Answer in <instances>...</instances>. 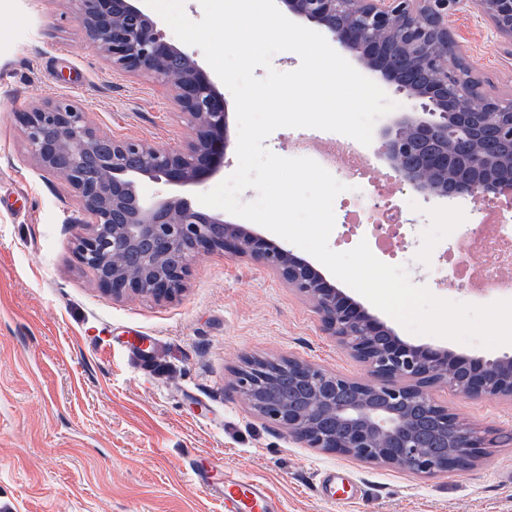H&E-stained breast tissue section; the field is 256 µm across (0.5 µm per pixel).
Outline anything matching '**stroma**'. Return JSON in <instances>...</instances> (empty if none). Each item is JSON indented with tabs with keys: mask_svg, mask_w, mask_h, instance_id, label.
<instances>
[{
	"mask_svg": "<svg viewBox=\"0 0 512 512\" xmlns=\"http://www.w3.org/2000/svg\"><path fill=\"white\" fill-rule=\"evenodd\" d=\"M479 95L512 98V56L464 9L448 24ZM70 97L117 139L177 147L194 135L168 91L112 70L86 39L70 0H0V506L6 512H224L194 485L191 463L217 477L265 483L281 512H512V401L434 397L497 442L463 473L421 477L317 448L267 425L233 386L244 358L296 357L364 377L323 332L312 304L277 276L221 252L199 254L183 293L155 303L99 288L71 253L86 215L60 176L32 159L16 114ZM287 158L319 159L309 129L265 141ZM406 227L398 249L411 282L456 302L500 300L457 288L443 266L479 223L470 198L393 187ZM399 337L469 357L512 355L414 334ZM158 340L142 363L128 334ZM348 468L354 487L322 494L319 472Z\"/></svg>",
	"mask_w": 512,
	"mask_h": 512,
	"instance_id": "35a3bbf8",
	"label": "stroma"
}]
</instances>
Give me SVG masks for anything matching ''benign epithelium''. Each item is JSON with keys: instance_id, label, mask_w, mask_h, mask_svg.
<instances>
[{"instance_id": "obj_1", "label": "benign epithelium", "mask_w": 512, "mask_h": 512, "mask_svg": "<svg viewBox=\"0 0 512 512\" xmlns=\"http://www.w3.org/2000/svg\"><path fill=\"white\" fill-rule=\"evenodd\" d=\"M144 2L71 0L112 69L147 75L169 90L194 126L190 141L172 149L115 139L69 98L19 112L35 162L64 176L92 220L71 243L78 263L112 297L155 302L181 294L201 252L242 257L276 274L313 303L323 331L363 365L366 377L284 357L298 408L261 396L275 375L265 359L249 358L235 371L234 387L253 411L305 448L426 477L472 468L495 438L465 423L432 389L512 401V356L468 357L408 343L308 260L190 204L181 190L202 187L223 168L227 103L196 55L165 38ZM277 2L412 102L413 112L393 121L378 148L401 184L443 198H487L512 188V154L500 153L502 137L512 133V101L464 93L461 74L448 66V20L471 4L512 45V0ZM143 178L169 191L146 201L137 191Z\"/></svg>"}]
</instances>
